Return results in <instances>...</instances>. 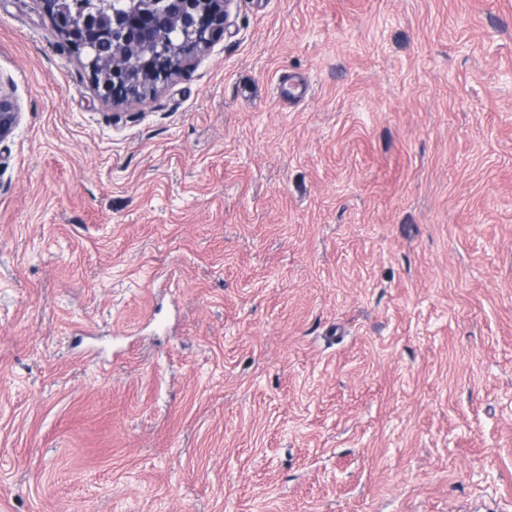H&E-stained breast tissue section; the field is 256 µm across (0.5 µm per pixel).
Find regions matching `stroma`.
Here are the masks:
<instances>
[{
	"label": "stroma",
	"mask_w": 512,
	"mask_h": 512,
	"mask_svg": "<svg viewBox=\"0 0 512 512\" xmlns=\"http://www.w3.org/2000/svg\"><path fill=\"white\" fill-rule=\"evenodd\" d=\"M230 21L116 121L0 0V512H512V0ZM18 107L11 94L3 88L0 80V140L11 135L19 121Z\"/></svg>",
	"instance_id": "35a3bbf8"
}]
</instances>
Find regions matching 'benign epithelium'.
<instances>
[{
    "label": "benign epithelium",
    "mask_w": 512,
    "mask_h": 512,
    "mask_svg": "<svg viewBox=\"0 0 512 512\" xmlns=\"http://www.w3.org/2000/svg\"><path fill=\"white\" fill-rule=\"evenodd\" d=\"M55 27L75 52L84 55V67L99 97L121 105L143 97V81L132 74L146 70L148 90L178 75L187 60L203 53L224 35L231 0H125L109 13L81 6L75 0H40ZM112 43L113 52L98 57L96 45ZM19 111L0 80V140L11 135Z\"/></svg>",
    "instance_id": "1"
}]
</instances>
